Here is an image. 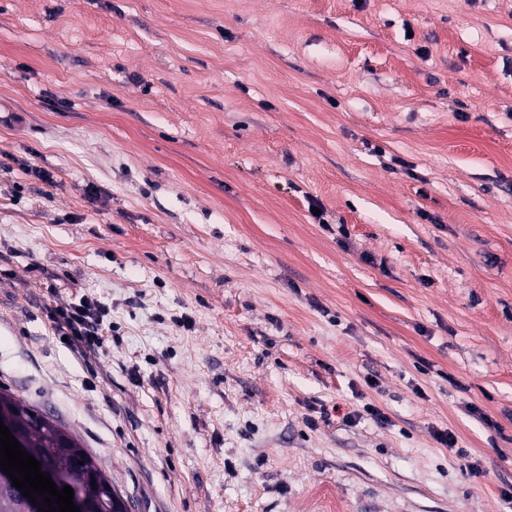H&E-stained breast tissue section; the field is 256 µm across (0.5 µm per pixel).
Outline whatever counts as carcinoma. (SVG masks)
<instances>
[{"mask_svg": "<svg viewBox=\"0 0 512 512\" xmlns=\"http://www.w3.org/2000/svg\"><path fill=\"white\" fill-rule=\"evenodd\" d=\"M5 406L17 417L21 430L28 438L30 452L42 467L64 475V484L83 499L89 512H103L101 505L109 500L112 483L98 461L60 426L43 421L33 407L0 391V407ZM0 512H25L23 501L14 497L0 480Z\"/></svg>", "mask_w": 512, "mask_h": 512, "instance_id": "carcinoma-1", "label": "carcinoma"}]
</instances>
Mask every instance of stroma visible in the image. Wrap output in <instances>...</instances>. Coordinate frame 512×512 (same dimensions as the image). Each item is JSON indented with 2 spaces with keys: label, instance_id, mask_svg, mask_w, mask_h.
Returning a JSON list of instances; mask_svg holds the SVG:
<instances>
[{
  "label": "stroma",
  "instance_id": "35a3bbf8",
  "mask_svg": "<svg viewBox=\"0 0 512 512\" xmlns=\"http://www.w3.org/2000/svg\"><path fill=\"white\" fill-rule=\"evenodd\" d=\"M1 99L0 390L132 512H512V0H0ZM58 313L61 327L70 332L66 335L71 336L76 349L82 352L84 346L95 351L102 341V323L105 316L104 309L99 303L86 297L79 304L60 308Z\"/></svg>",
  "mask_w": 512,
  "mask_h": 512
}]
</instances>
